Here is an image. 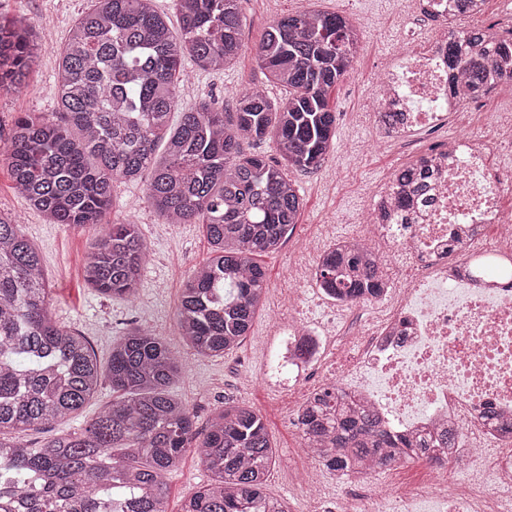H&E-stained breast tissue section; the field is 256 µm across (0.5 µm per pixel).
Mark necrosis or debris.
I'll return each instance as SVG.
<instances>
[{"instance_id":"necrosis-or-debris-1","label":"necrosis or debris","mask_w":512,"mask_h":512,"mask_svg":"<svg viewBox=\"0 0 512 512\" xmlns=\"http://www.w3.org/2000/svg\"><path fill=\"white\" fill-rule=\"evenodd\" d=\"M376 83L377 111L404 118L382 128L389 138L444 127L466 106L448 91L445 53L414 39L387 59ZM494 152L512 155V126L488 112L478 130L428 150L429 188L411 206L384 189L357 238L388 274L381 296L337 302L314 293L318 303L349 312L403 296L386 317L362 324L321 387L369 406L392 434L458 435L447 455L423 462L422 488L395 500L393 512H512V210L502 205L512 167L492 164ZM279 333L289 384L305 382L323 360L326 333L291 316ZM450 470L459 486L449 485Z\"/></svg>"}]
</instances>
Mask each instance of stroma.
<instances>
[{
    "label": "stroma",
    "mask_w": 512,
    "mask_h": 512,
    "mask_svg": "<svg viewBox=\"0 0 512 512\" xmlns=\"http://www.w3.org/2000/svg\"><path fill=\"white\" fill-rule=\"evenodd\" d=\"M401 2L311 0L312 9L349 17L359 25L362 49L351 73L329 95L336 113V150L316 171L296 174L304 198L299 222L277 252L261 256L268 278L263 308L241 344L224 355L194 354L176 321L183 282L211 253L202 225L164 223L146 200L145 180L117 183L118 215L139 224L148 245V260L135 301L104 296L90 288L83 277L98 228L49 223L16 195L8 168L0 161V217L12 218L38 248L56 321L85 336L104 367L109 364L113 341L129 326L143 327L164 338L185 365V374L173 391L192 411L198 430L206 429L213 411L224 401L252 407L263 417L276 453L265 491L288 502L291 512H319L316 504L302 500L293 485L295 471L312 464L294 424L306 392L281 391L267 382L266 376L279 368L278 323L287 317L289 303L296 295L290 276L305 275L310 263L299 243L308 239L324 250L335 238L361 231L375 198L400 167L415 161L429 140L421 131L405 138L383 137L373 112L379 68L404 48L407 31L423 38L429 29L423 19L403 10ZM87 6L88 0H0V17L26 15L39 45L27 87L0 92V149L6 146L20 113L58 111V53ZM242 8L247 18L245 51L235 65L222 71L203 72L185 65L178 82L179 108L192 107L204 99L224 104L243 88L267 86L253 48L272 21L296 10L297 0H242ZM267 88L270 97H282V88ZM111 402L112 386L102 381L80 413L22 433L20 439L38 447L50 437L84 426ZM422 478L420 463L401 464L349 481L348 495L353 501H363L367 484L373 483L394 497L420 485ZM209 479L198 457L186 454L166 479L168 512H181L184 502Z\"/></svg>",
    "instance_id": "1"
}]
</instances>
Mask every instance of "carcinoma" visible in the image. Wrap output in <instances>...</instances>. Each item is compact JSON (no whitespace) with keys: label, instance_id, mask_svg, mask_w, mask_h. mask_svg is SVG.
Masks as SVG:
<instances>
[{"label":"carcinoma","instance_id":"1","mask_svg":"<svg viewBox=\"0 0 512 512\" xmlns=\"http://www.w3.org/2000/svg\"><path fill=\"white\" fill-rule=\"evenodd\" d=\"M175 2L178 34L155 0H94L59 54L62 112L19 116L0 157L20 197L52 223L103 226L85 280L127 299L138 292L147 247L139 225L104 220L114 183L150 172L154 212L168 224L203 225L211 245L209 262L182 285L177 321L194 352L213 357L238 347L263 306L267 279L256 258L280 249L303 209L291 174L319 168L334 152L327 94L353 70L362 33L342 15L309 8L274 20L255 58L285 96L248 88L231 110L203 101L173 128L185 61L201 71L233 65L246 26L242 0ZM483 39L451 27L442 45L449 89L466 101L492 89L483 83L492 63ZM36 56L24 16L0 24V91L26 85ZM270 142L275 158L245 149ZM426 173L420 158L392 184L416 186ZM316 284L332 298H357L379 295L386 280L346 240L323 254ZM48 297L38 250L0 218V501H20L25 512H167L165 477L192 450L211 480L182 512H288L264 491L275 452L260 415L226 402L196 431L190 409L169 392L185 369L162 337L130 329L112 342L104 374L89 341L53 319ZM104 375L116 397L87 427L37 448L5 437L76 413ZM297 426L324 466L345 478L456 444L453 433L432 445L397 438L334 388L314 394Z\"/></svg>","mask_w":512,"mask_h":512}]
</instances>
